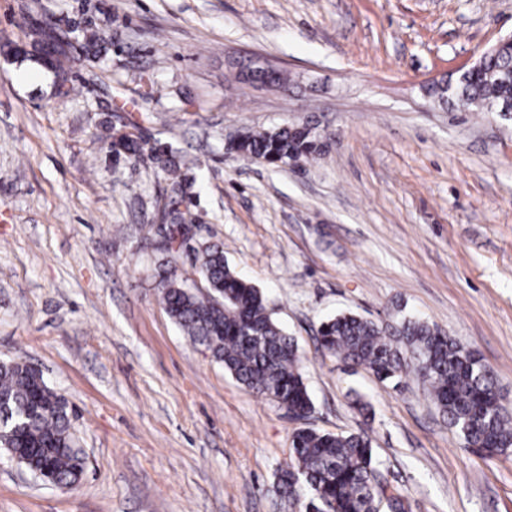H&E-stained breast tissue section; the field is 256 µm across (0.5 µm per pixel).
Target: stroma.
<instances>
[{
	"mask_svg": "<svg viewBox=\"0 0 512 512\" xmlns=\"http://www.w3.org/2000/svg\"><path fill=\"white\" fill-rule=\"evenodd\" d=\"M103 21L100 59L40 64L38 24L76 56ZM510 36L512 0H0V361L67 398L86 457L60 489L0 451V512H295L276 487L286 410L161 304L170 185L114 161L122 132L182 150L177 273L197 279L196 249L223 244L297 342L308 426L368 436L407 512H512V448L481 456L416 376L379 381L316 340L339 312H404L474 350L512 410V122L429 91ZM255 66L292 82L241 75ZM298 123L320 135L315 161L229 150Z\"/></svg>",
	"mask_w": 512,
	"mask_h": 512,
	"instance_id": "1",
	"label": "stroma"
}]
</instances>
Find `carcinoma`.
Masks as SVG:
<instances>
[{
  "label": "carcinoma",
  "mask_w": 512,
  "mask_h": 512,
  "mask_svg": "<svg viewBox=\"0 0 512 512\" xmlns=\"http://www.w3.org/2000/svg\"><path fill=\"white\" fill-rule=\"evenodd\" d=\"M105 34L103 25L83 30V50L98 53ZM433 93L460 112L512 109V43L502 40L497 51L481 56ZM320 148V135L307 125L254 131L232 144L239 156L276 166L310 160ZM123 153L147 159L169 176L170 199L160 211L161 220L183 223L180 153L130 136L112 142V156L118 159ZM164 256L158 272L162 303L192 343L224 363L253 393L290 411L312 410L294 339L271 318L261 291L229 267L223 246L206 245L196 252L205 294L176 276V254ZM319 342L326 353L365 367L381 380L419 377L448 425L482 456L512 448V414L498 403L494 374L439 328L415 319L383 326L340 314L322 322ZM11 448L19 453L22 467H48L60 488L74 486L84 472L67 399L28 363L15 359L0 361V449ZM291 449L290 463L277 474L283 498L300 503L303 512H378L387 487L366 436L301 427L292 433Z\"/></svg>",
  "instance_id": "obj_1"
}]
</instances>
